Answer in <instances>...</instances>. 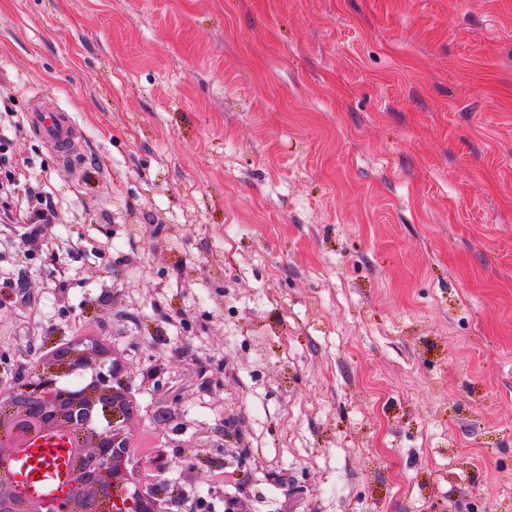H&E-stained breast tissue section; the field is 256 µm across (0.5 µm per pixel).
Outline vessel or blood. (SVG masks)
Wrapping results in <instances>:
<instances>
[{
  "instance_id": "b4317fda",
  "label": "vessel or blood",
  "mask_w": 512,
  "mask_h": 512,
  "mask_svg": "<svg viewBox=\"0 0 512 512\" xmlns=\"http://www.w3.org/2000/svg\"><path fill=\"white\" fill-rule=\"evenodd\" d=\"M27 120L33 131L39 133L58 148H67L72 138V127L60 112L31 110ZM66 467L64 458L54 443L44 441L21 449L11 461V468L22 492L35 500L58 505L65 492L61 472Z\"/></svg>"
}]
</instances>
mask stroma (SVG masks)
Wrapping results in <instances>:
<instances>
[{
	"label": "stroma",
	"mask_w": 512,
	"mask_h": 512,
	"mask_svg": "<svg viewBox=\"0 0 512 512\" xmlns=\"http://www.w3.org/2000/svg\"><path fill=\"white\" fill-rule=\"evenodd\" d=\"M2 139L0 359L106 337L168 490L512 512V0H0ZM27 120L33 131L39 133L58 148L65 151L72 139V127L67 117L61 112H45L32 109ZM1 146L2 144H0V197L6 200L11 198V202L17 208L18 200H13V191L20 173L14 168L12 158L6 155L7 151L1 152L5 149ZM36 198V204L27 207L24 213V220L21 234V242L28 245L37 244L43 237L49 224H53L55 211L46 196L40 195Z\"/></svg>",
	"instance_id": "1"
}]
</instances>
